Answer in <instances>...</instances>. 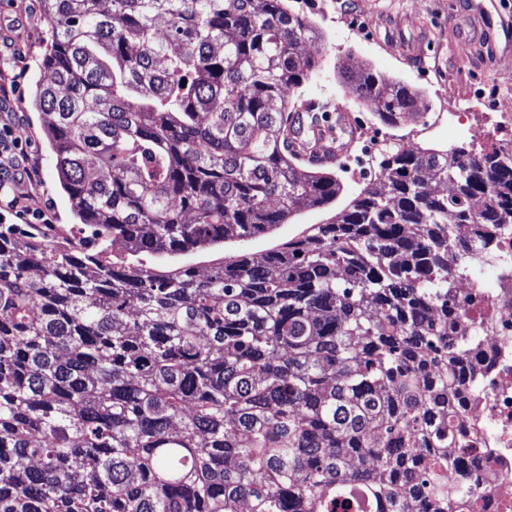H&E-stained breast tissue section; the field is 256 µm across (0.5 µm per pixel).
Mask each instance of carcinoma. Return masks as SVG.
Masks as SVG:
<instances>
[{
    "mask_svg": "<svg viewBox=\"0 0 512 512\" xmlns=\"http://www.w3.org/2000/svg\"><path fill=\"white\" fill-rule=\"evenodd\" d=\"M43 2L35 104L81 238L0 228V512L471 500L448 477L478 337L448 316L512 229V157L390 149L336 220L203 272L198 252L340 193L288 148L316 26L288 0ZM345 82L389 125L415 105L369 69Z\"/></svg>",
    "mask_w": 512,
    "mask_h": 512,
    "instance_id": "obj_1",
    "label": "carcinoma"
}]
</instances>
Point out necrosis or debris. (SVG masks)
<instances>
[{"mask_svg":"<svg viewBox=\"0 0 512 512\" xmlns=\"http://www.w3.org/2000/svg\"><path fill=\"white\" fill-rule=\"evenodd\" d=\"M495 249L499 261L479 262L477 275L458 288L484 309L483 318L466 313L462 320L476 322L480 335L463 369L485 392L465 396L458 417L459 429L474 438L460 469L477 478V503L468 509L452 499L448 512H512V235L497 239Z\"/></svg>","mask_w":512,"mask_h":512,"instance_id":"1","label":"necrosis or debris"}]
</instances>
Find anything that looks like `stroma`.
I'll use <instances>...</instances> for the list:
<instances>
[{
	"label": "stroma",
	"instance_id": "35a3bbf8",
	"mask_svg": "<svg viewBox=\"0 0 512 512\" xmlns=\"http://www.w3.org/2000/svg\"><path fill=\"white\" fill-rule=\"evenodd\" d=\"M341 2L349 19L368 22V32L359 34L337 22L335 14L326 9V0H289V8L322 33L311 47L320 60V68L295 94L292 110H301L312 101L340 104L349 109L358 128H370L388 142L399 144L413 126L438 108L440 90L451 85L456 70L463 68L473 75L475 84L462 87V95L481 89L484 99L474 107L464 108L458 121L437 127L428 137L416 141L415 146L440 152L461 145L482 150V143L464 136L463 131L487 124L495 99L512 102V0ZM49 32L41 0H5L0 5V44L11 45L9 55H0V81L16 85L11 122L35 173L33 183L24 188L22 204L30 210H45L51 217L50 223L27 225L28 230L66 242L78 240L79 221L59 185L55 156L45 135L47 117L34 103L37 83L47 79L41 62ZM418 44L423 47L422 57L411 59L407 51ZM366 67L417 91L412 115L395 126L384 124L376 105L361 102L349 92L344 74ZM362 150V143H355L351 159L332 164L342 190L329 207L301 212L247 243L228 242L206 250L197 257L200 266L231 257L241 249L261 253L276 248L303 236L311 225L333 220L380 172L376 165L357 172L352 158Z\"/></svg>",
	"mask_w": 512,
	"mask_h": 512
}]
</instances>
